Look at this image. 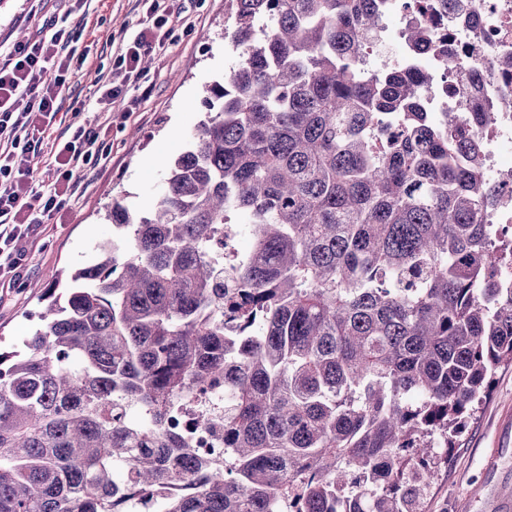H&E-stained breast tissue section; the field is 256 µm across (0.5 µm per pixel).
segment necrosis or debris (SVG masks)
<instances>
[{
	"instance_id": "1",
	"label": "necrosis or debris",
	"mask_w": 512,
	"mask_h": 512,
	"mask_svg": "<svg viewBox=\"0 0 512 512\" xmlns=\"http://www.w3.org/2000/svg\"><path fill=\"white\" fill-rule=\"evenodd\" d=\"M399 16L401 27L389 33L387 21ZM424 26L448 44V62L433 60L426 47H412L409 31ZM394 50L395 63L414 72L429 71L433 82L425 102L438 115L464 114L473 100H480L491 117L482 134L486 176L498 194L483 221L503 225L512 232V182H503L500 171L512 160V0H383L374 35L362 49L364 59ZM224 407V391L217 388L185 401L177 423L195 435L200 450L215 447L216 441L197 423L204 409Z\"/></svg>"
}]
</instances>
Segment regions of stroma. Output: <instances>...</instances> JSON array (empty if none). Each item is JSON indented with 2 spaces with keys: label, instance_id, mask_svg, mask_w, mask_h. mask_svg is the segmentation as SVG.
<instances>
[{
  "label": "stroma",
  "instance_id": "1",
  "mask_svg": "<svg viewBox=\"0 0 512 512\" xmlns=\"http://www.w3.org/2000/svg\"><path fill=\"white\" fill-rule=\"evenodd\" d=\"M173 31L163 51L142 62L140 87L130 89L133 110L116 103L106 133L111 159L80 174L68 209L56 213L25 239L26 272L18 287L0 290V341L21 345L36 322L51 271L91 261L96 244L111 237L107 207L121 200L134 213L149 214L167 167L183 154L189 135L204 119L208 86L223 81L236 64L227 38L234 20L225 0H173ZM143 9L137 0H0V43L39 35L45 18L69 15L77 26L72 44L87 61L70 83L50 131L58 137L72 122L97 124L99 72H111L114 40L133 37ZM446 466L434 474L425 512H505L512 507V366L500 368L491 395L458 436Z\"/></svg>",
  "mask_w": 512,
  "mask_h": 512
}]
</instances>
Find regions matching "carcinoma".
<instances>
[{
    "label": "carcinoma",
    "instance_id": "cac0c4a2",
    "mask_svg": "<svg viewBox=\"0 0 512 512\" xmlns=\"http://www.w3.org/2000/svg\"><path fill=\"white\" fill-rule=\"evenodd\" d=\"M229 9L239 60L153 211L112 201L117 234L0 350V512H423L448 463L427 448L512 365L484 113L437 120L427 75L357 68L377 0ZM233 214L253 247L229 268L209 242ZM219 383L222 463L169 425Z\"/></svg>",
    "mask_w": 512,
    "mask_h": 512
}]
</instances>
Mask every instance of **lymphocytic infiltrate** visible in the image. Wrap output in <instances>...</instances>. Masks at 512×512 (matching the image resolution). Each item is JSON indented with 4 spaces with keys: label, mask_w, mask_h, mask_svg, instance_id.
Wrapping results in <instances>:
<instances>
[{
    "label": "lymphocytic infiltrate",
    "mask_w": 512,
    "mask_h": 512,
    "mask_svg": "<svg viewBox=\"0 0 512 512\" xmlns=\"http://www.w3.org/2000/svg\"><path fill=\"white\" fill-rule=\"evenodd\" d=\"M145 9L136 35L121 42L114 67L123 75L104 85L98 99L109 106L125 99L128 88L142 76L141 61L160 50L169 37L171 15L163 0H138ZM48 36L16 42L0 52V286H14L22 278L24 254L19 247L36 226L69 206L80 173L107 162L110 148L103 125L74 122L71 133L46 144L60 103L75 72L71 31L51 23ZM47 156L56 180L48 193L28 188V171L15 164L18 153Z\"/></svg>",
    "instance_id": "obj_1"
}]
</instances>
